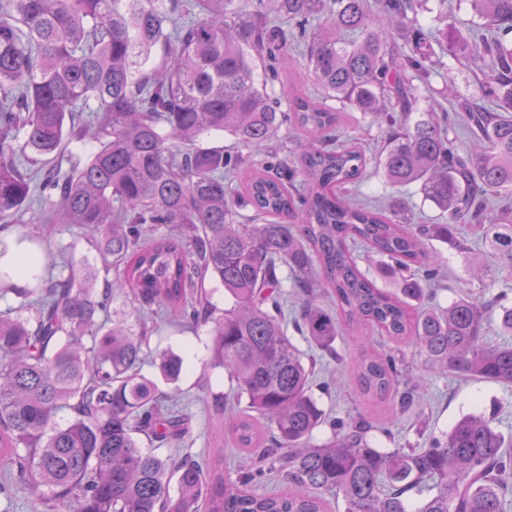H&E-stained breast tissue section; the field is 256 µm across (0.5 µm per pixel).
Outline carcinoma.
<instances>
[{
	"mask_svg": "<svg viewBox=\"0 0 512 512\" xmlns=\"http://www.w3.org/2000/svg\"><path fill=\"white\" fill-rule=\"evenodd\" d=\"M429 0H0V219L60 221L89 237L104 262L76 277L72 259L18 288L0 279V493L30 494L42 512H512V436L496 411L470 413L426 448L370 446L365 417L331 420L311 392L313 361L284 329L285 288L298 289L295 329L330 351L341 327L364 324L411 338L426 370L512 386V304L459 292L430 301L435 241L483 283L512 279V0H470L486 33L438 31L455 57L492 64L475 95L456 100L471 147L458 148L453 113L429 96L434 55L419 15ZM299 51L315 92L260 88ZM386 131L368 156L339 128L338 107ZM297 135L293 160L279 132ZM229 137L237 150L207 139ZM98 147L86 158L67 138ZM248 151V155L240 151ZM375 169L416 185L442 222L356 203L346 190ZM253 214L242 217L240 209ZM486 257L471 254L461 231ZM382 258L393 289L363 273L356 246ZM287 266L292 281L281 276ZM233 306L215 317L206 282ZM152 319L211 325L213 361L250 413L229 417L254 470L224 478V455L168 457L189 419L139 371L144 336L111 314L124 289ZM28 310L32 316L25 317ZM167 381L180 356L156 355ZM348 376L359 396L420 406L404 355L363 351ZM67 409L72 419L56 421ZM331 438L313 445L315 429ZM285 492L249 488L268 463Z\"/></svg>",
	"mask_w": 512,
	"mask_h": 512,
	"instance_id": "carcinoma-1",
	"label": "carcinoma"
}]
</instances>
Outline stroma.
I'll list each match as a JSON object with an SVG mask.
<instances>
[{"label":"stroma","mask_w":512,"mask_h":512,"mask_svg":"<svg viewBox=\"0 0 512 512\" xmlns=\"http://www.w3.org/2000/svg\"><path fill=\"white\" fill-rule=\"evenodd\" d=\"M431 85L435 91L453 84L456 94L468 96L475 92L477 79L486 74L484 66L470 61H455L447 51L437 50L434 58ZM362 200L388 207H407L428 219L437 218V211L415 187L396 189L385 184L381 175H373L359 187ZM27 244L40 256L73 254L76 260L99 264L100 259L93 245L76 237L66 224H50L37 231H29L22 224H10L0 230V244ZM432 250L442 261L447 277L437 299L448 303L457 292L496 294L512 289V280L496 283H479L466 270L462 259L447 245L433 243ZM148 350L153 353L168 350L184 360V370L176 383L162 381L153 358L145 360L140 373L156 381L161 391L178 393L180 405L191 420L193 443L190 451L199 457L216 454L224 456V475L236 478L244 466V459L228 441L225 424L228 410L245 409L247 403L231 397L232 384L223 369L212 367V338L204 326L156 325L149 338ZM317 378L332 384L331 390L313 388L312 393L323 409L337 417L363 414L371 417L377 428L371 434L373 447L381 450L393 448L426 447L429 439L448 431L452 423L465 414L476 410H490L493 403L502 409L496 426L503 433H512V389L472 378L426 373V391L419 415L392 416L386 406L369 405L361 401L349 379L341 374V366L325 354H318Z\"/></svg>","instance_id":"stroma-1"}]
</instances>
